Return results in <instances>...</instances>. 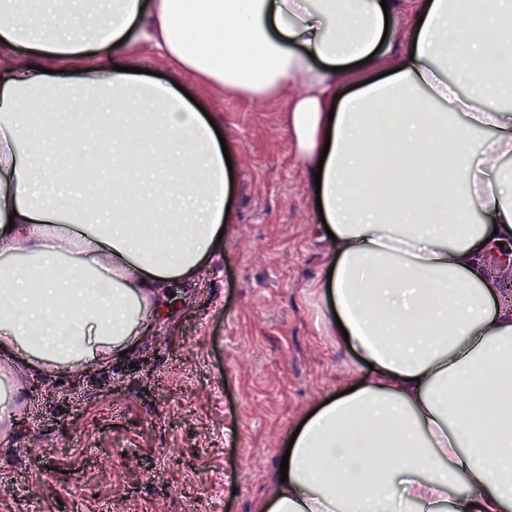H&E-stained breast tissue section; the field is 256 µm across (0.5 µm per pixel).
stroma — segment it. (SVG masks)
I'll list each match as a JSON object with an SVG mask.
<instances>
[{"label": "stroma", "mask_w": 512, "mask_h": 512, "mask_svg": "<svg viewBox=\"0 0 512 512\" xmlns=\"http://www.w3.org/2000/svg\"><path fill=\"white\" fill-rule=\"evenodd\" d=\"M212 115L232 214L213 264L130 358L43 377L0 432V512H256L292 429L367 367L340 340L332 260L286 99L220 92L143 52Z\"/></svg>", "instance_id": "obj_1"}]
</instances>
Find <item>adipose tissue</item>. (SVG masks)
<instances>
[{"label": "adipose tissue", "mask_w": 512, "mask_h": 512, "mask_svg": "<svg viewBox=\"0 0 512 512\" xmlns=\"http://www.w3.org/2000/svg\"><path fill=\"white\" fill-rule=\"evenodd\" d=\"M478 5L474 28L465 0H0V356L19 365L0 369V422L19 415L23 373L133 352L219 247L221 144L172 85L133 73L149 48L216 89L287 96L334 235L331 309L372 366L305 419L259 512H512V410L495 397L512 387V264L497 258L512 244V0ZM380 110L396 113L385 133ZM90 125L112 161L108 211L43 149Z\"/></svg>", "instance_id": "ef3b65f1"}]
</instances>
